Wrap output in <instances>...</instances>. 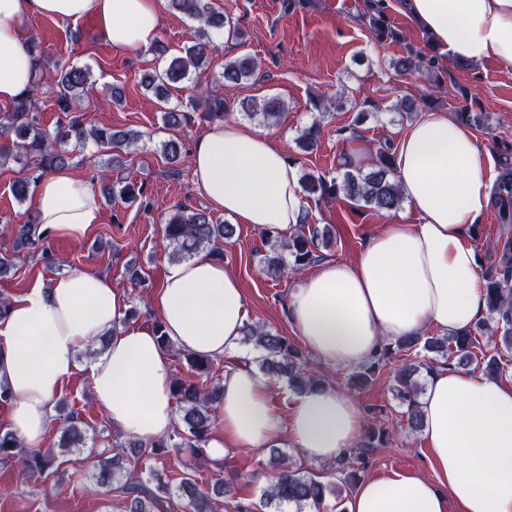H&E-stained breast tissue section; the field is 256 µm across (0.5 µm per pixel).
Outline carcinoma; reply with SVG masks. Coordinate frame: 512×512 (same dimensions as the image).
I'll return each mask as SVG.
<instances>
[{
	"instance_id": "cac0c4a2",
	"label": "carcinoma",
	"mask_w": 512,
	"mask_h": 512,
	"mask_svg": "<svg viewBox=\"0 0 512 512\" xmlns=\"http://www.w3.org/2000/svg\"><path fill=\"white\" fill-rule=\"evenodd\" d=\"M171 9L184 16L203 23L197 31L193 44L184 49V54L174 56L164 67L141 77V83L158 91L159 100L168 102L169 88L190 79L194 72L203 70L209 60L215 44L207 29L226 30L231 36H240L236 23L228 15L215 11L204 0H169ZM370 28L376 41L396 37L391 28L385 10L379 5L370 6ZM400 72L426 70L428 72L440 66L438 56L409 51L405 57L393 62ZM257 62L246 56L224 63V82L239 85L251 78ZM57 83L61 86L55 101L58 110L64 114L53 131H47L40 125L38 99L35 93L45 78L40 73L26 96L13 102L0 117V137L11 139L12 147L0 148V166L8 161H19L24 157L29 161L32 173L12 182L15 198L23 202L30 188L40 175L66 163V145L73 139L87 140L106 150L109 164H121L123 154L131 155L138 150L139 135L129 131L111 132L104 126L86 128L82 118V106L88 89L92 85L91 73L87 68L76 65L63 67L57 74ZM249 116H260L265 120L281 121L285 116L284 105L277 99H267L253 103L249 107ZM164 124L170 128H180L191 122L190 114L178 108H164ZM321 137V128L312 124L299 136V147L312 151ZM182 142L170 139L163 144L162 155L168 164L179 162L182 155ZM393 143L384 142L376 149L366 168L353 166L345 161L339 164L342 173L332 179L323 175L307 174L301 178L303 190L320 200L328 197H342L355 204L373 208L379 212L400 208L402 197L392 177ZM498 153L497 179L492 208L497 213L498 223L506 230L512 229V142L496 144ZM101 196L105 199H120L134 202L143 196V186L134 179L124 177L115 184L102 177ZM234 234L230 224H217L210 214L201 209H193L179 204L174 206L166 221L165 239L171 248L170 255L176 261L190 259L201 253L207 256H223L215 248L216 242L228 239ZM268 245L263 257L264 268L268 274L279 278L283 275L302 273L315 262L314 251L327 247L330 241L318 228L308 224L297 225L288 238L272 228L261 229ZM47 236L39 233L38 225L30 218L23 224H6L0 227V276L6 275L14 267V257L21 253L42 252L50 265L61 266L67 263V257L52 254L41 249ZM483 291L487 301L489 319L494 323L492 334L496 335L494 344L504 347L493 355H483L486 374L500 377L507 372L502 361L504 351L512 352V241L507 239L498 250L496 262L483 275ZM244 342L251 343L262 352L259 359L260 369L272 376L285 375L290 385L303 390L319 381L309 366L305 351L292 344L288 337L265 329L262 325L245 327ZM479 340L472 330L452 332L435 336H405L396 341L388 340L380 350L352 374V384L365 385L376 373L380 372L387 361L398 351L407 352L412 359L403 363L395 372V392L400 404L406 408L407 423L411 430L423 428V418L419 410L418 398L424 390L423 373L431 372L437 366L455 365L466 367L476 361L475 349ZM193 373L207 376L211 373L214 360L192 353L185 354ZM172 397L176 403L183 427L175 428L173 434L150 442L129 439L117 441L113 445L112 457L94 466L92 478L97 487L109 493H116L125 504V512H173L172 491L164 479L156 474L143 478L138 471V459L142 457H160L175 451L185 453L196 460L195 469L207 465V455L202 451L209 431L215 425V418L222 399L221 385L208 386L192 380L178 379L173 382ZM88 425L79 412L70 410L60 418L59 448H83L87 443ZM383 438L382 431L368 430L358 448L346 451L339 457L342 470L341 482L349 487L357 485L366 469L367 459L377 447V441ZM14 459L17 466V478L25 481L36 473L51 469L56 455L47 450L30 451L22 446L19 438L11 433H0V456ZM279 462L275 483L263 491L265 507L292 505L295 512H320L326 493L331 486L322 480V476L309 471H301L290 465L288 456H278ZM177 496L183 500V512H212L210 493L199 487L197 480L188 475L180 478Z\"/></svg>"
}]
</instances>
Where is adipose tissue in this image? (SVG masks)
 <instances>
[{"mask_svg":"<svg viewBox=\"0 0 512 512\" xmlns=\"http://www.w3.org/2000/svg\"><path fill=\"white\" fill-rule=\"evenodd\" d=\"M163 0H0V103L27 94L42 68L28 48L24 18L91 16L114 48L146 50L158 38ZM449 56L474 66H512V0H399ZM470 125L427 112L394 144L393 178L407 206L385 213L352 262L328 259L290 295L289 316L323 362L355 367L383 340L429 327L464 331L485 319L479 258L470 240L491 205L495 173ZM192 185L237 224L288 234L302 221L297 172L266 132L221 122L199 134L190 154ZM40 231L83 239L101 221L93 186L67 169L35 185ZM175 347L228 358L212 457L258 450L280 438L308 459L335 460L363 428L358 405L328 385L297 395L281 414L240 348L248 310L233 271L205 255L169 267L151 298ZM128 304L109 277L83 270L34 284L0 318V384L15 396L9 428L27 447L42 445L56 396L78 371L113 432L150 441L175 422L169 354L152 328L122 326ZM106 350L79 364L96 338ZM434 478L393 471L365 478L347 512H512V381L475 366L430 374L419 400Z\"/></svg>","mask_w":512,"mask_h":512,"instance_id":"1","label":"adipose tissue"}]
</instances>
